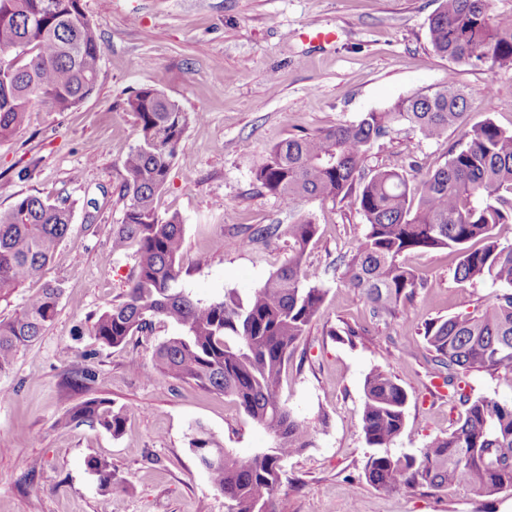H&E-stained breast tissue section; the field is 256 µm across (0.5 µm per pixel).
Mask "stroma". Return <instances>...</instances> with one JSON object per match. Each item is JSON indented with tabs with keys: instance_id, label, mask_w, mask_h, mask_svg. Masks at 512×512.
<instances>
[{
	"instance_id": "35a3bbf8",
	"label": "stroma",
	"mask_w": 512,
	"mask_h": 512,
	"mask_svg": "<svg viewBox=\"0 0 512 512\" xmlns=\"http://www.w3.org/2000/svg\"><path fill=\"white\" fill-rule=\"evenodd\" d=\"M103 59L94 93L69 112L34 103L23 126L0 141V211L27 195L66 200L73 224L49 263L46 279L64 293L52 325L0 376V512H227L224 497L198 466L189 441L205 427L245 457L268 447V434L229 398L179 383L153 366L152 352L178 328L168 324L136 338L133 347L97 349L88 318L122 298L135 258L111 250L123 216L122 160L138 133L127 98L148 87L203 114L185 133L160 213L184 222L182 286L209 301L251 291L284 263L286 239L249 242L251 224H286L292 213L253 180L252 171L276 143L358 121L363 113L418 90L447 83L449 65L428 39L437 0H82ZM334 40L307 38L308 27ZM467 121L487 119L512 131V73L461 68ZM461 136L449 129L425 140L400 126L391 142L371 148L368 168L418 161L443 165ZM320 231L305 263L327 294L320 316L300 340L280 397L315 429V445L283 464L279 512H512V492L477 497L462 487L432 494H385L364 475L371 453L360 426L366 374L391 371L410 403L394 454H420L456 418L421 335L424 321L464 315L489 304L503 288L460 283L447 250L411 254L407 262L428 286L403 313L372 317L361 295L339 280L331 263L365 228L348 202L303 200ZM238 249L225 248L228 240ZM365 325L362 341L338 339L342 323ZM97 350L95 381L70 385L68 374ZM144 368H127L131 355ZM101 397L126 408L115 437L57 421L83 401ZM108 460L127 490L104 493L86 461Z\"/></svg>"
}]
</instances>
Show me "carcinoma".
Listing matches in <instances>:
<instances>
[{"label":"carcinoma","mask_w":512,"mask_h":512,"mask_svg":"<svg viewBox=\"0 0 512 512\" xmlns=\"http://www.w3.org/2000/svg\"><path fill=\"white\" fill-rule=\"evenodd\" d=\"M428 37L453 68L512 70V12L495 11L494 0H439L428 18ZM102 57L81 0H0V140L21 128L34 101L68 112L90 97ZM126 107L139 139L122 161L123 217L112 229V252H132L136 265L123 298L94 315L89 335L99 347L114 349L160 325L179 327L178 335L153 350L155 369L231 398L272 439L269 447L240 457L200 427L190 440L192 452L224 494L228 512H277L283 462L314 446V429L288 408L279 388L326 294L304 261L319 225L310 216L255 225L253 242L288 238V261L245 301L233 292L213 301L193 298L181 287L183 219L160 214L156 198L186 129L201 116L152 88L135 91ZM466 107L465 87L452 78L351 124L285 139L253 172L254 181L289 210L305 199L346 200L364 216L362 237L340 256L337 269L375 317L401 312L427 287L405 263L414 251L456 254L453 277L459 282L512 287V244H501L494 233L498 225L512 223V132L491 120L467 125ZM400 124L425 139L450 128L462 134L448 160L419 178L415 160L407 172L366 170L368 150L383 145ZM72 221V209L48 196L29 195L0 212V298L42 282L12 318L0 320V375L57 315L63 288L45 280V270ZM472 242L482 246L473 248ZM422 334L442 387L458 398L463 412L420 456L394 455L390 448L405 426L409 395L391 372L372 368L360 411L365 442L374 449L364 466L366 480L388 494L453 486L476 496L512 491V402L473 397L462 387L472 372L512 373V293L467 315L430 320ZM126 420L111 400L93 397L67 412L58 426L84 424L119 436ZM87 466L102 491L121 485L108 461L91 457Z\"/></svg>","instance_id":"obj_1"}]
</instances>
